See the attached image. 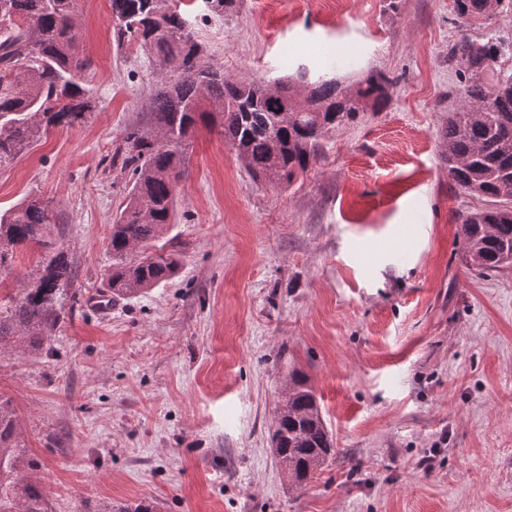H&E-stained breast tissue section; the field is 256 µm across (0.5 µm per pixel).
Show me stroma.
<instances>
[{"mask_svg": "<svg viewBox=\"0 0 512 512\" xmlns=\"http://www.w3.org/2000/svg\"><path fill=\"white\" fill-rule=\"evenodd\" d=\"M187 2L227 77L378 72L390 101L327 133L289 186L254 181L198 120L156 241L179 269L104 317L86 298L107 286L133 182L124 134L175 74L117 40L110 0H78L96 108L0 169V210L52 200L75 270L45 350L0 353L52 512H512V268L467 267L458 217L479 202L449 178L442 138L464 99L452 45L512 41V7L463 28L454 0H235L220 17ZM294 369L336 448L300 488L270 442Z\"/></svg>", "mask_w": 512, "mask_h": 512, "instance_id": "35a3bbf8", "label": "stroma"}]
</instances>
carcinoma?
<instances>
[{
  "label": "carcinoma",
  "mask_w": 512,
  "mask_h": 512,
  "mask_svg": "<svg viewBox=\"0 0 512 512\" xmlns=\"http://www.w3.org/2000/svg\"><path fill=\"white\" fill-rule=\"evenodd\" d=\"M487 2L454 0L456 15L464 24L486 21ZM111 11L118 39L156 50L162 65L179 73L150 102V126L125 134L123 166L133 182L109 239L107 280L114 301L178 271L175 254L162 248L148 254L144 247L172 223L185 142L203 101L217 106L224 142L254 179L289 185L316 164L325 133L369 109H383L390 99L388 79L374 72L350 86L323 78L309 83L304 74L273 84L229 79L203 62L186 13L164 0H111ZM77 12V0H0V168L51 129L95 110L81 82L88 60L79 49ZM511 49L500 37H463L451 48L466 99L448 113L444 161L455 186L484 202L458 218L466 265L480 274L512 268V76L485 82V74ZM270 84L279 91L269 92ZM57 223L56 206L39 198L0 212V275L10 269L17 250L35 244L44 252L31 281L0 299V352H42L73 295L71 261L50 234ZM272 440L274 455L288 463V476L300 484L333 452L318 398L296 370ZM28 466L12 402L0 398V512H50L40 483L23 475ZM104 512H154V506L144 499Z\"/></svg>",
  "instance_id": "carcinoma-1"
}]
</instances>
